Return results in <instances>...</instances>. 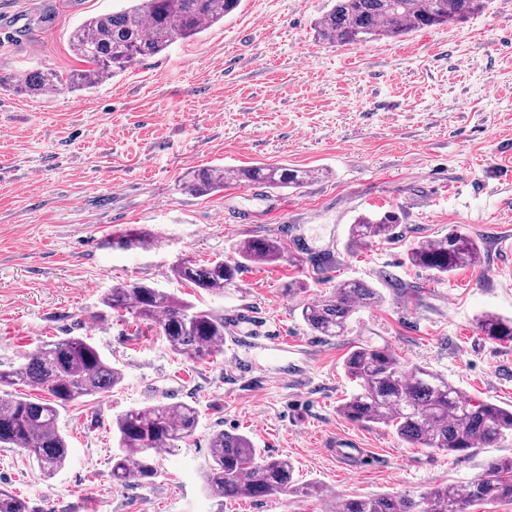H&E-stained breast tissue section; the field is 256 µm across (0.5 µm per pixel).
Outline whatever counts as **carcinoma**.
<instances>
[{
  "label": "carcinoma",
  "mask_w": 512,
  "mask_h": 512,
  "mask_svg": "<svg viewBox=\"0 0 512 512\" xmlns=\"http://www.w3.org/2000/svg\"><path fill=\"white\" fill-rule=\"evenodd\" d=\"M130 6L85 20L71 35L76 56L90 69L67 77L34 70L0 75V90L42 96L60 87L86 89L110 79L134 62L162 53L177 39H190L224 20L239 0H128ZM484 0H333L315 23L319 39L355 45L383 38L395 39L434 26L460 22L479 12ZM313 177L306 170L284 164L257 163L244 167L221 165L187 174L184 189L200 196L224 190L229 180L273 189L299 188ZM392 212L361 215L349 227L348 246L388 237L396 227ZM152 236L129 227L112 235L122 249L146 248ZM476 241L453 231L433 241L419 242L407 253L408 262L441 280L477 259ZM284 255L273 238L241 242L232 260L205 264L182 261L171 268L174 279L212 296L224 295L249 264H271ZM382 301L380 292L353 280L337 283L318 301L301 305V319L317 336H343L353 315ZM113 311L131 313L158 327L169 349L205 358L221 352L224 315L204 309L175 294L139 281H122L102 298ZM478 329L492 341H512V317L484 314ZM343 366L357 390L338 407L354 423L384 425L416 448L449 454L491 448L512 436V407L465 395L444 375L424 366H406L385 347L361 342L347 353ZM123 381L98 347L86 338L68 337L43 343L18 365L0 369V448H17L34 458L43 476L54 477L67 462L68 443L59 427L60 411L73 402L112 390ZM38 392L31 397L15 391ZM200 422L195 402L158 403L119 415L112 430L118 452L112 455L115 483L131 479L149 486L159 476L158 455L163 448L192 436ZM204 476L209 493L217 498L245 497L255 501L277 495L321 498L315 483L299 484L293 463L263 456L245 434L219 432L209 445ZM512 504V458H491L475 478L438 487L420 501L404 496L334 497L328 512H469L490 503ZM0 512H36L29 502L0 488Z\"/></svg>",
  "instance_id": "obj_1"
}]
</instances>
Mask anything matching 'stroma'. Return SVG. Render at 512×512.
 I'll list each match as a JSON object with an SVG mask.
<instances>
[{
	"instance_id": "1",
	"label": "stroma",
	"mask_w": 512,
	"mask_h": 512,
	"mask_svg": "<svg viewBox=\"0 0 512 512\" xmlns=\"http://www.w3.org/2000/svg\"><path fill=\"white\" fill-rule=\"evenodd\" d=\"M121 6L0 0V72L83 70L72 30ZM328 8L241 0L223 22L95 88L0 93V369L45 341L80 336L124 374L61 411L69 457L54 477L0 448V486L35 512H326L314 498L210 496L209 442L221 431L288 457L298 482L336 497L417 499L512 456V438L450 455L337 411L355 389L343 359L363 340L471 397L512 405V341H490L475 324L485 311L512 316V6L488 0L465 22L363 45L316 37ZM248 162L316 176L296 190L229 182L198 197L179 187L187 171ZM390 211V237L348 248L355 218ZM130 225L155 246H110ZM455 229L478 243L475 264L437 281L408 263L414 245ZM254 237L281 240L284 258L247 266L223 296L198 295L170 274L185 259H233ZM122 280L223 314L222 353L175 354L150 326L103 313L102 296ZM344 280L377 288L382 303L358 311L347 335H315L301 304ZM191 400L201 422L161 451L154 484L114 483L116 417ZM339 433L358 454L326 453Z\"/></svg>"
}]
</instances>
